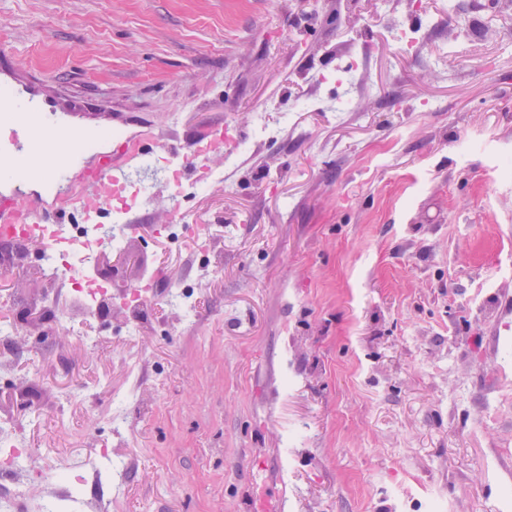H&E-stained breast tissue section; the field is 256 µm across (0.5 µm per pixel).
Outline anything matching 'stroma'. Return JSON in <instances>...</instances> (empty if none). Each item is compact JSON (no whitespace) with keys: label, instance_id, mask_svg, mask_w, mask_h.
Masks as SVG:
<instances>
[{"label":"stroma","instance_id":"obj_1","mask_svg":"<svg viewBox=\"0 0 512 512\" xmlns=\"http://www.w3.org/2000/svg\"><path fill=\"white\" fill-rule=\"evenodd\" d=\"M379 2L0 0V89L92 138L83 165L116 128L248 145L184 204L187 228L224 227L194 331L171 334L165 292L197 260L157 242L172 207L150 190L112 256L125 286L155 275L131 430L43 407L33 489L85 436L134 450L122 512H245L264 478L284 512H512V0H426L431 27ZM352 53L339 112L319 76ZM66 348L69 371L34 354L17 376L120 395L122 340ZM392 42L402 51L409 53L416 47L417 38L415 31L406 25L405 20H398L390 28Z\"/></svg>","mask_w":512,"mask_h":512}]
</instances>
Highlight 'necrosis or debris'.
I'll return each instance as SVG.
<instances>
[{"instance_id":"necrosis-or-debris-1","label":"necrosis or debris","mask_w":512,"mask_h":512,"mask_svg":"<svg viewBox=\"0 0 512 512\" xmlns=\"http://www.w3.org/2000/svg\"><path fill=\"white\" fill-rule=\"evenodd\" d=\"M236 153H228L223 168H204L198 181L183 180L182 161L166 152L150 154L146 163L164 176V188L175 198L223 182L226 169L234 167ZM145 187L129 183L113 190L112 201L102 212L68 225L65 237L78 244V251L61 246H47L31 254L28 227L15 225L8 239L0 242V272L9 274L27 265H37L48 284L35 299L13 294L0 295V373L13 371L27 360L32 346L43 354L63 359L65 338L99 343L102 339L100 315L120 307L125 319L120 328L128 345L122 357L128 383L116 406L107 407L105 425L124 429L129 424L128 410L138 403L142 384L143 354L139 348V317L150 301L154 278L145 275L134 288L113 293L114 277L102 262L107 248L99 243L103 225L119 224V235L111 248L126 247L132 231L122 226V219L143 204ZM19 410L0 411V512H56L58 505L72 501L80 512H112V504L123 495V483L113 481L108 469L125 470L130 453L127 449L90 445L85 458L73 466L48 474L39 498H32L26 464L35 455L29 441L21 437Z\"/></svg>"}]
</instances>
